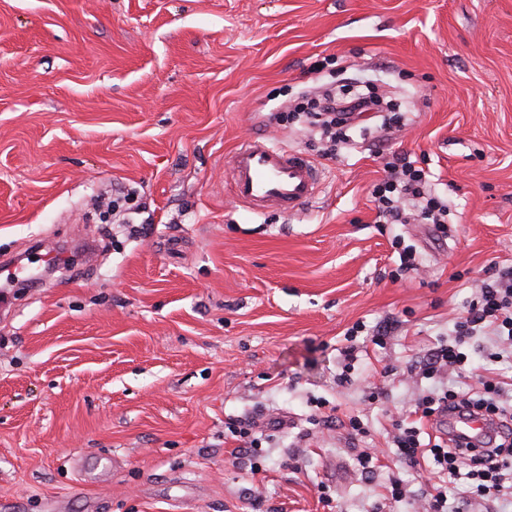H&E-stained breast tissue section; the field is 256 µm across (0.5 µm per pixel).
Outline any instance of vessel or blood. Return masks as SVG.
Returning <instances> with one entry per match:
<instances>
[{"mask_svg":"<svg viewBox=\"0 0 512 512\" xmlns=\"http://www.w3.org/2000/svg\"><path fill=\"white\" fill-rule=\"evenodd\" d=\"M231 179L236 199L252 210H291L309 203L318 193L317 170L311 161L262 139L236 147L231 156ZM492 428L483 417L457 416L451 434L475 443L484 440Z\"/></svg>","mask_w":512,"mask_h":512,"instance_id":"obj_1","label":"vessel or blood"}]
</instances>
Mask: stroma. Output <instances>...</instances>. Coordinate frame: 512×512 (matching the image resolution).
<instances>
[{
  "instance_id": "obj_1",
  "label": "stroma",
  "mask_w": 512,
  "mask_h": 512,
  "mask_svg": "<svg viewBox=\"0 0 512 512\" xmlns=\"http://www.w3.org/2000/svg\"><path fill=\"white\" fill-rule=\"evenodd\" d=\"M326 83L402 95V128L364 113L321 158L270 116ZM257 137L316 162L311 202L236 200L230 159ZM394 153L446 233L376 223ZM116 184L150 235L99 223ZM84 240L80 266L0 298V512H426L393 422L512 264V0H0V258Z\"/></svg>"
}]
</instances>
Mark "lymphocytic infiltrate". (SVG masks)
Wrapping results in <instances>:
<instances>
[{
    "instance_id": "1",
    "label": "lymphocytic infiltrate",
    "mask_w": 512,
    "mask_h": 512,
    "mask_svg": "<svg viewBox=\"0 0 512 512\" xmlns=\"http://www.w3.org/2000/svg\"><path fill=\"white\" fill-rule=\"evenodd\" d=\"M364 100L353 102V109L361 110ZM352 111H337L335 98H327L321 112L314 118L319 136L330 145L346 143ZM380 218L387 224H401L406 214L399 203L402 199L419 197L424 201V220L435 224L437 231H445L448 207L439 198L427 194L425 172L412 162L394 168L390 179L375 185L373 190ZM490 331L512 338V275L495 273L483 280L478 297L466 317L454 325V338L436 348L432 359L423 370L431 379L444 369L461 370L469 360L462 347L477 333ZM480 392L462 394L448 389L439 394L424 395L416 404L414 415L396 421L394 438L398 457L411 466L431 461L437 477L464 475L466 493L456 501H449L446 493L436 492L429 501L430 512H466L469 495L491 496L495 499L512 498V382L494 369L477 374ZM459 413L482 415L497 423L491 447L485 451L467 450L446 435H424V424L439 417Z\"/></svg>"
}]
</instances>
